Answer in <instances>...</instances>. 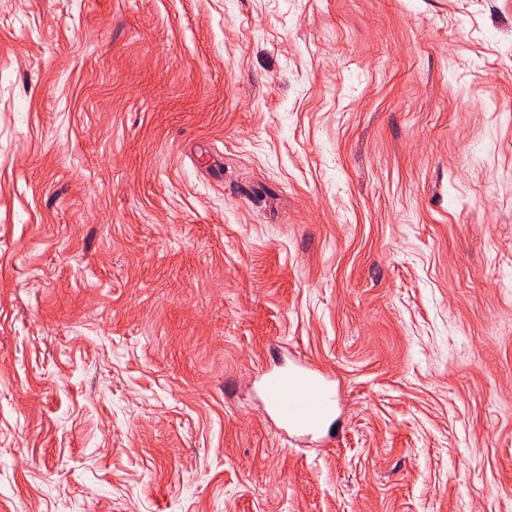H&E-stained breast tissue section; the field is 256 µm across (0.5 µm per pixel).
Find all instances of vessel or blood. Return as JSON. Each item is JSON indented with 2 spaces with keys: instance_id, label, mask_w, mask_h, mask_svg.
Listing matches in <instances>:
<instances>
[{
  "instance_id": "obj_1",
  "label": "vessel or blood",
  "mask_w": 512,
  "mask_h": 512,
  "mask_svg": "<svg viewBox=\"0 0 512 512\" xmlns=\"http://www.w3.org/2000/svg\"><path fill=\"white\" fill-rule=\"evenodd\" d=\"M264 390L280 424L293 433L317 430L333 411L328 376L302 362L270 372Z\"/></svg>"
}]
</instances>
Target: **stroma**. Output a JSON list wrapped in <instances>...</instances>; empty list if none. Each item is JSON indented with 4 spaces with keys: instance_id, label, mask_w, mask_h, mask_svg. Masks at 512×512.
Returning a JSON list of instances; mask_svg holds the SVG:
<instances>
[{
    "instance_id": "35a3bbf8",
    "label": "stroma",
    "mask_w": 512,
    "mask_h": 512,
    "mask_svg": "<svg viewBox=\"0 0 512 512\" xmlns=\"http://www.w3.org/2000/svg\"><path fill=\"white\" fill-rule=\"evenodd\" d=\"M0 512H512V0H0ZM274 414L285 430L309 434L333 412L330 379L302 362L271 371L264 383Z\"/></svg>"
}]
</instances>
